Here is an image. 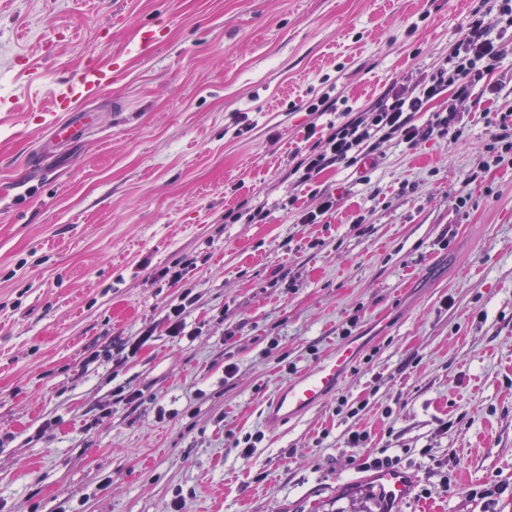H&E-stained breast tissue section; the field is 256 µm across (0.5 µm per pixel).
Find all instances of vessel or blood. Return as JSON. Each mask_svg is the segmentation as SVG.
I'll list each match as a JSON object with an SVG mask.
<instances>
[{"mask_svg": "<svg viewBox=\"0 0 512 512\" xmlns=\"http://www.w3.org/2000/svg\"><path fill=\"white\" fill-rule=\"evenodd\" d=\"M117 75L114 69L89 66L75 84L56 93V109L77 112L79 97L100 92ZM359 350L358 340L350 339L325 355L313 369L281 388L267 407V423L277 426L318 406L335 390L340 376L357 359ZM375 477L393 512H399L414 493L415 485L409 473L399 467H386L376 471Z\"/></svg>", "mask_w": 512, "mask_h": 512, "instance_id": "vessel-or-blood-1", "label": "vessel or blood"}]
</instances>
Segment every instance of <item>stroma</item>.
<instances>
[{"label": "stroma", "mask_w": 512, "mask_h": 512, "mask_svg": "<svg viewBox=\"0 0 512 512\" xmlns=\"http://www.w3.org/2000/svg\"><path fill=\"white\" fill-rule=\"evenodd\" d=\"M472 5L0 0V192L34 187L0 195V512H380L361 463L382 452L415 481L402 512H512V163H491L483 118L512 114V55L497 98L461 106V143L385 144L365 184L291 173L308 124L338 119L309 102L371 106ZM116 54L80 141L29 169L58 89ZM238 112L257 124L233 137ZM326 193L332 215L302 223ZM177 260L181 281L159 277ZM187 292L196 335H168ZM350 336L335 391L268 426L275 392Z\"/></svg>", "instance_id": "stroma-1"}]
</instances>
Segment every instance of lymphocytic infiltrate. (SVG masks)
Segmentation results:
<instances>
[{
  "instance_id": "1",
  "label": "lymphocytic infiltrate",
  "mask_w": 512,
  "mask_h": 512,
  "mask_svg": "<svg viewBox=\"0 0 512 512\" xmlns=\"http://www.w3.org/2000/svg\"><path fill=\"white\" fill-rule=\"evenodd\" d=\"M511 53L512 0H478L464 34L411 85L392 87L371 107L357 112L349 106L338 108L336 99L322 95L308 104V111L337 110L341 120L324 143L313 144L296 163L299 183L335 165L357 166L393 140L411 148L433 138L458 144L463 135L458 104L498 93V84L488 77ZM446 94L452 98L448 108L434 112L425 124L416 123V113Z\"/></svg>"
}]
</instances>
